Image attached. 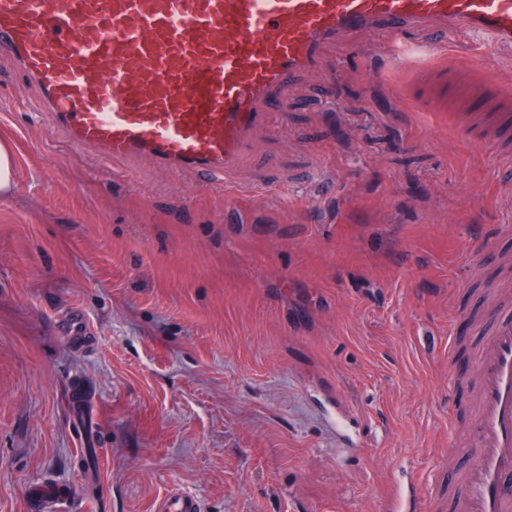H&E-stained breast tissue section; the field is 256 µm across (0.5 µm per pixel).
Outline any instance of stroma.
Masks as SVG:
<instances>
[{"label":"stroma","mask_w":512,"mask_h":512,"mask_svg":"<svg viewBox=\"0 0 512 512\" xmlns=\"http://www.w3.org/2000/svg\"><path fill=\"white\" fill-rule=\"evenodd\" d=\"M370 44L327 48L268 116L240 166L248 182L276 162L260 195L144 161L113 179L0 60V512L49 483L76 489L59 512H153L174 487L203 512H385L404 474L421 512H449L469 460L448 418L476 393L449 391L448 363L468 367L512 259V164L460 125L491 102L418 84L438 66L504 80L512 58L466 37L404 61ZM74 308L91 345L58 329ZM14 177V153L9 143L0 141V194H6Z\"/></svg>","instance_id":"1"}]
</instances>
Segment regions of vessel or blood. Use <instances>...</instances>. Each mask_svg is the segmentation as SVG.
Here are the masks:
<instances>
[{
	"label": "vessel or blood",
	"instance_id": "b4317fda",
	"mask_svg": "<svg viewBox=\"0 0 512 512\" xmlns=\"http://www.w3.org/2000/svg\"><path fill=\"white\" fill-rule=\"evenodd\" d=\"M373 33L410 47L465 34L512 54V0H0V56L35 91L71 148L126 179V162L161 173L237 184L239 164L290 83L315 70L326 47ZM500 110L474 113L484 135L512 118V92L471 83ZM61 329L86 341L78 310ZM479 398L467 433L475 459L452 490L457 512H512V321L497 322L475 358ZM154 512H201L170 489Z\"/></svg>",
	"mask_w": 512,
	"mask_h": 512
}]
</instances>
